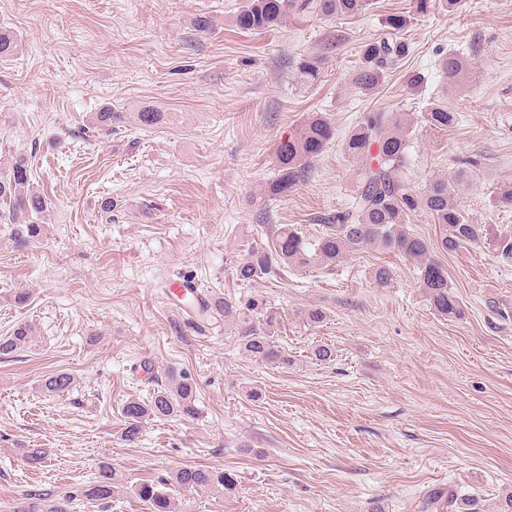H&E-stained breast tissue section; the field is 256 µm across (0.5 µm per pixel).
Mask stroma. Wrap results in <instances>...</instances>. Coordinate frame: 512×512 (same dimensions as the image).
<instances>
[{
	"mask_svg": "<svg viewBox=\"0 0 512 512\" xmlns=\"http://www.w3.org/2000/svg\"><path fill=\"white\" fill-rule=\"evenodd\" d=\"M430 2L419 12L414 0H372L358 16L292 15L247 32L236 24L246 0H0V29L19 38L0 57V172L27 157L51 201L25 249L0 204V336L34 329L28 349L0 358V512L36 491L80 490L104 462L111 499L76 512H149L139 486L186 466L236 485L172 489L178 512H421L437 489L486 512L512 494V261L497 250L512 206L495 201L512 182V0ZM393 15L406 17L412 52L364 94L353 83L361 47ZM451 53L464 68L449 81L439 63ZM306 56L319 61L316 81L297 71ZM436 100L455 110L453 127L426 124ZM106 108L123 115L109 135L91 129ZM146 109L162 124L141 126ZM378 109L414 119L411 186L465 172L454 202L490 228L478 245L433 253L460 317L436 311L416 261L372 248L333 270L236 276L240 259L271 247L272 225L312 238L335 223L354 185L343 140ZM315 113L335 140L307 182L268 199L277 143ZM380 266L385 288L372 278ZM186 279L247 318L252 300L274 312L291 364L255 362L234 324L171 305L170 282ZM21 288L23 307L11 299ZM320 345L333 361L315 358ZM171 370L193 379L198 417L150 419L139 441H122L124 403L149 398ZM57 372L73 377L70 391L43 392ZM27 448L45 460L28 462Z\"/></svg>",
	"mask_w": 512,
	"mask_h": 512,
	"instance_id": "1",
	"label": "stroma"
}]
</instances>
